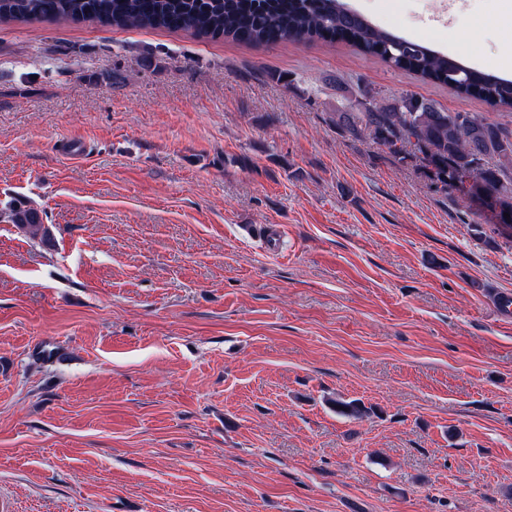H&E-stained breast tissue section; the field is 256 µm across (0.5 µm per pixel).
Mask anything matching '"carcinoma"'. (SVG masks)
Segmentation results:
<instances>
[{
	"mask_svg": "<svg viewBox=\"0 0 512 512\" xmlns=\"http://www.w3.org/2000/svg\"><path fill=\"white\" fill-rule=\"evenodd\" d=\"M0 21H91L186 31L251 45L341 41L461 97L512 112L511 79L386 32L343 0H0ZM340 121L389 152L432 167L445 188L470 180L483 186L488 205L512 229V129L469 112H442L413 96L400 98L392 107L378 103L373 109L361 106L343 112ZM0 222L16 225L33 241H51L49 226L28 205L0 210ZM335 406L336 412L354 420L370 413L359 400H337Z\"/></svg>",
	"mask_w": 512,
	"mask_h": 512,
	"instance_id": "obj_1",
	"label": "carcinoma"
}]
</instances>
